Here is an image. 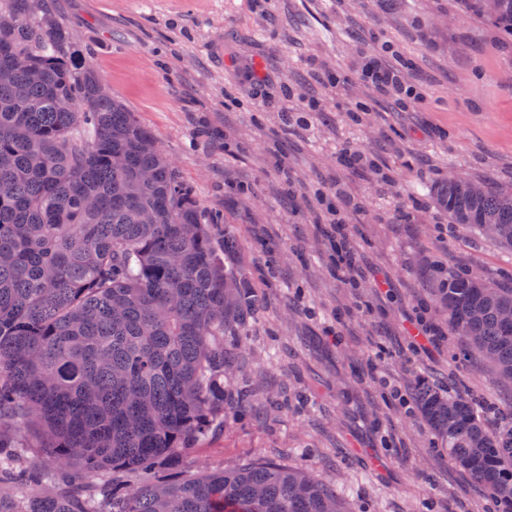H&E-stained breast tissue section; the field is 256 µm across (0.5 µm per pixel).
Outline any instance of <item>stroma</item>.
Instances as JSON below:
<instances>
[{
  "instance_id": "stroma-1",
  "label": "stroma",
  "mask_w": 512,
  "mask_h": 512,
  "mask_svg": "<svg viewBox=\"0 0 512 512\" xmlns=\"http://www.w3.org/2000/svg\"><path fill=\"white\" fill-rule=\"evenodd\" d=\"M42 2L202 212L230 224L226 264L264 306L224 380V430L186 452L187 473L274 462L335 489L348 512H492L391 388L408 394L427 376L494 406L487 424L512 414V384L479 361L451 363L457 340L421 286L439 261L512 288V253L450 226L429 192L454 171L512 191V39L460 0ZM375 52L421 99L362 78ZM311 99L308 126H284ZM344 235L382 287H351L332 268ZM417 318L439 332L431 353L416 348Z\"/></svg>"
}]
</instances>
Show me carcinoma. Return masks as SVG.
<instances>
[{
    "label": "carcinoma",
    "instance_id": "obj_1",
    "mask_svg": "<svg viewBox=\"0 0 512 512\" xmlns=\"http://www.w3.org/2000/svg\"><path fill=\"white\" fill-rule=\"evenodd\" d=\"M465 6L512 37V0ZM17 52L42 81L19 70L0 82V512H346L335 490L273 462L184 474V451L224 430V337L259 310L245 272L224 264L236 238L215 237L217 216L202 223L153 134L38 0L0 10V69ZM433 195L448 223L481 236L492 224L487 240L512 251V194L445 181ZM426 287L460 354L512 383V288L442 266ZM414 399L441 449L512 512L499 494L512 485V418L490 429L424 378Z\"/></svg>",
    "mask_w": 512,
    "mask_h": 512
}]
</instances>
